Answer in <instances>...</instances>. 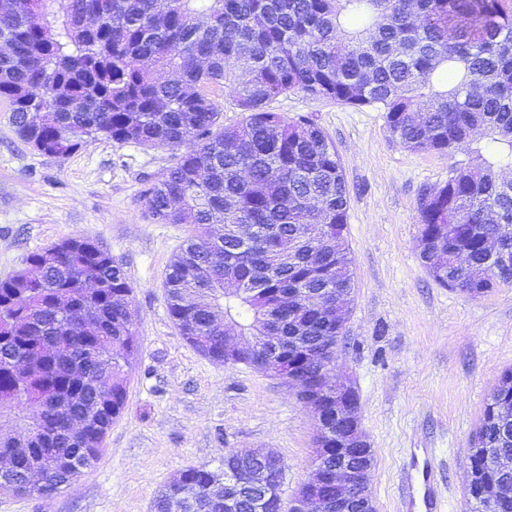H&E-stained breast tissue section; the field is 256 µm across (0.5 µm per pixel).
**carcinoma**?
I'll list each match as a JSON object with an SVG mask.
<instances>
[{
    "instance_id": "carcinoma-1",
    "label": "carcinoma",
    "mask_w": 512,
    "mask_h": 512,
    "mask_svg": "<svg viewBox=\"0 0 512 512\" xmlns=\"http://www.w3.org/2000/svg\"><path fill=\"white\" fill-rule=\"evenodd\" d=\"M94 15V25L85 17ZM0 99L17 134L66 158L109 139L181 150L147 192L164 224L203 232L173 256L164 288L184 341L224 362V327L269 326L288 337L281 356L327 409L336 392L324 337L336 332L328 303L352 288L346 240L348 191L334 144L314 122L268 108L300 92L385 114L391 138L412 153L468 151L487 138L489 157L421 191L420 257L439 285L470 297L512 268L483 244L512 252V14L499 0H0ZM242 112L220 123L212 90ZM245 224V239L224 225ZM304 307L288 305V289ZM123 264L89 237L29 254L0 280V420L38 430L0 440V492L51 497L98 460L124 410L137 348ZM512 406V371L484 407L475 436L488 455L469 459L481 483L467 512H512L491 502L498 451L512 453L495 407ZM87 421L71 447L59 436ZM216 472L190 467L153 501V512H224ZM241 493L236 512H275Z\"/></svg>"
}]
</instances>
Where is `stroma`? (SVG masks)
<instances>
[{
  "mask_svg": "<svg viewBox=\"0 0 512 512\" xmlns=\"http://www.w3.org/2000/svg\"><path fill=\"white\" fill-rule=\"evenodd\" d=\"M272 111L306 117L339 154L349 209L354 286L335 373L350 377L375 451L369 487L377 512H411L402 493L410 451L430 449L443 512H465L472 436L504 371L512 369V284L471 298L435 283L420 258L417 201L468 162L462 151L412 153L383 113L301 93ZM174 151L101 139L60 160L21 141L0 100V280L58 240L96 239L122 261L140 348L126 406L98 461L49 498L0 494V512H152L182 471L221 467L233 449L285 463L283 499L306 480L316 422L298 391L243 365L210 361L181 337L166 302L173 255L200 229L162 224L148 188Z\"/></svg>",
  "mask_w": 512,
  "mask_h": 512,
  "instance_id": "35a3bbf8",
  "label": "stroma"
}]
</instances>
